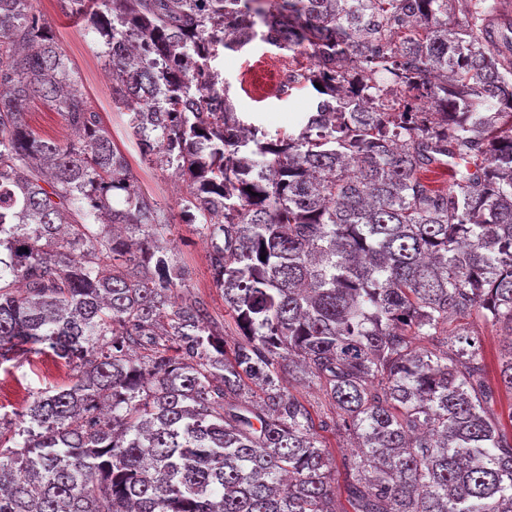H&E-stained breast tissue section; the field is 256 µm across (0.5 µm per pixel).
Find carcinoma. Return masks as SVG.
Here are the masks:
<instances>
[{
    "instance_id": "carcinoma-1",
    "label": "carcinoma",
    "mask_w": 512,
    "mask_h": 512,
    "mask_svg": "<svg viewBox=\"0 0 512 512\" xmlns=\"http://www.w3.org/2000/svg\"><path fill=\"white\" fill-rule=\"evenodd\" d=\"M62 3L104 40L142 157L185 184L240 339L200 296L176 301L191 272L170 220L34 0H0V365L75 372L0 415V512H512L481 340L448 335L512 332L500 3ZM258 36L308 59L280 91L322 85L296 133L241 121L211 66ZM33 99L78 139L37 136ZM306 381L317 415L291 390ZM321 431L356 440L341 487Z\"/></svg>"
}]
</instances>
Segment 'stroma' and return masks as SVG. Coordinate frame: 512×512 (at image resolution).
<instances>
[{"label":"stroma","mask_w":512,"mask_h":512,"mask_svg":"<svg viewBox=\"0 0 512 512\" xmlns=\"http://www.w3.org/2000/svg\"><path fill=\"white\" fill-rule=\"evenodd\" d=\"M37 7L51 23L70 66L80 76L92 105L100 112L105 126L112 132L113 142L127 156L143 188L149 191L160 206L176 210L178 194L174 176L168 170L143 162L128 134L125 116L113 108L109 88L101 82L102 75L107 72V62L101 54V39L86 34L83 22L66 15L59 0H38ZM296 61L293 52L278 49L257 39L240 51L220 53L215 67L228 87L236 111L243 118L271 133H292L301 128L309 112L314 110L317 93L307 87L288 94L275 91L256 98L245 93L244 81L259 63L271 70L275 80H282ZM168 239L191 269V293L209 302L212 315L224 323L227 340H235L237 329L224 305L223 293L212 283L202 237L198 236L194 225L180 220L172 225ZM468 328L481 337L488 378L490 382H498L499 362L508 348L512 347V334L502 326L492 327L479 321L469 323ZM72 378L70 367L47 355H31L17 362L1 364L0 414L20 413L33 392L48 386H66Z\"/></svg>","instance_id":"1"}]
</instances>
